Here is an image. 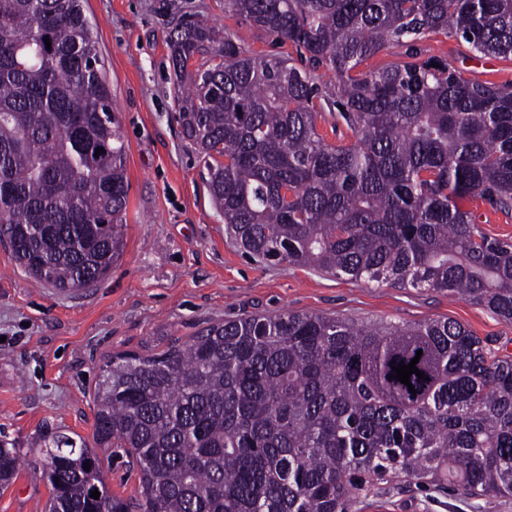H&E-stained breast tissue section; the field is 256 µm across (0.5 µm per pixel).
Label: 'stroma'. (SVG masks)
<instances>
[{"mask_svg":"<svg viewBox=\"0 0 512 512\" xmlns=\"http://www.w3.org/2000/svg\"><path fill=\"white\" fill-rule=\"evenodd\" d=\"M83 2L127 148L125 248L105 280L63 294L34 286L0 241V439L24 449L58 431L91 439L92 395L112 355L156 353L207 322L243 314L288 309L372 323L448 320L512 356V322L475 303L261 263L234 245L198 151L182 134L169 21L196 14L254 52L271 51L265 32L225 14L224 0ZM425 45L465 76L512 83L511 60L476 55L464 40L442 34ZM100 458L112 492L136 494L129 457L104 450ZM49 495V485L25 467L0 490V512H44ZM352 512H512V497H451L392 480L359 496Z\"/></svg>","mask_w":512,"mask_h":512,"instance_id":"obj_1","label":"stroma"}]
</instances>
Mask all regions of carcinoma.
Returning a JSON list of instances; mask_svg holds the SVG:
<instances>
[{"label":"carcinoma","mask_w":512,"mask_h":512,"mask_svg":"<svg viewBox=\"0 0 512 512\" xmlns=\"http://www.w3.org/2000/svg\"><path fill=\"white\" fill-rule=\"evenodd\" d=\"M224 11L292 48L254 53L190 13L170 32L180 121L230 238L260 261L424 288L511 322L512 240L484 233L465 204L512 215V84L466 77L421 41L456 36L512 58V0H224ZM395 46L403 61L361 69ZM326 108L350 142L317 132ZM129 191L82 0H0V227L20 268L62 292L106 278ZM418 350L424 378H389ZM94 405L95 445L43 440L46 512L103 501L351 512L394 478L512 497V358L448 320L240 315L113 357ZM99 448L133 458L136 502L106 485ZM24 458L0 441L1 489Z\"/></svg>","instance_id":"cac0c4a2"}]
</instances>
